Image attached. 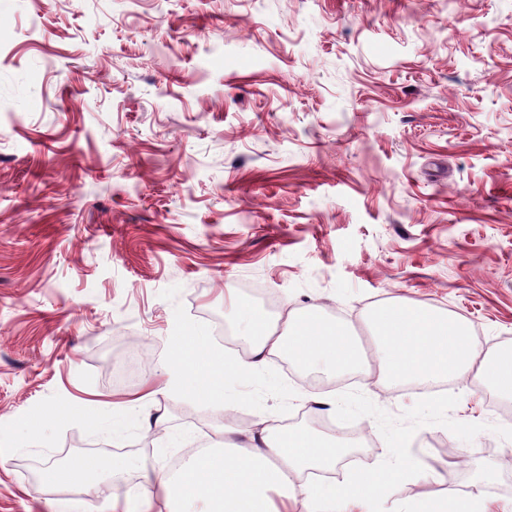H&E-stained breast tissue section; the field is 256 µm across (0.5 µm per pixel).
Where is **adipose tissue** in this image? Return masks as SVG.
Listing matches in <instances>:
<instances>
[{
	"instance_id": "adipose-tissue-1",
	"label": "adipose tissue",
	"mask_w": 512,
	"mask_h": 512,
	"mask_svg": "<svg viewBox=\"0 0 512 512\" xmlns=\"http://www.w3.org/2000/svg\"><path fill=\"white\" fill-rule=\"evenodd\" d=\"M237 318L249 347L248 360L210 349L201 333L179 336L174 341V364L160 387L164 393H192L217 413L224 425L223 447L191 456L173 475L150 474L135 457L117 456L106 463L79 457L66 467L44 470L41 483L65 487L77 479L92 483L105 473L137 474L145 486L163 491L165 512H276L273 495L293 498L296 483L308 470H335L347 447L342 439L315 430L278 426L265 418L256 423L249 445L237 444V431L229 423L234 405L224 396V374L253 373L273 356L288 357L308 370L341 374L363 363L360 337L344 323L327 320L317 305L287 312L280 327L249 305L238 308ZM366 328L376 353V387L395 381L463 379L474 371L502 396L512 398V350L479 352L464 323L447 314L392 301L371 309ZM419 470L408 449H390L386 464L348 473L330 484L327 512H334L337 503L405 483Z\"/></svg>"
}]
</instances>
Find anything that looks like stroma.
I'll list each match as a JSON object with an SVG mask.
<instances>
[{
    "instance_id": "stroma-1",
    "label": "stroma",
    "mask_w": 512,
    "mask_h": 512,
    "mask_svg": "<svg viewBox=\"0 0 512 512\" xmlns=\"http://www.w3.org/2000/svg\"><path fill=\"white\" fill-rule=\"evenodd\" d=\"M254 286L358 332L401 299L512 348V0H0V512H151L137 476L71 496L40 466L121 452L167 473L217 447L187 394L156 395L166 424L130 423L124 450L109 422L211 316L247 357L230 307L265 308ZM368 384L276 356L224 377L241 434L266 415L353 447L321 487L409 435L435 478L362 512H512V399ZM480 504L476 496L439 501H429L419 506H414L413 511L406 512H481Z\"/></svg>"
}]
</instances>
